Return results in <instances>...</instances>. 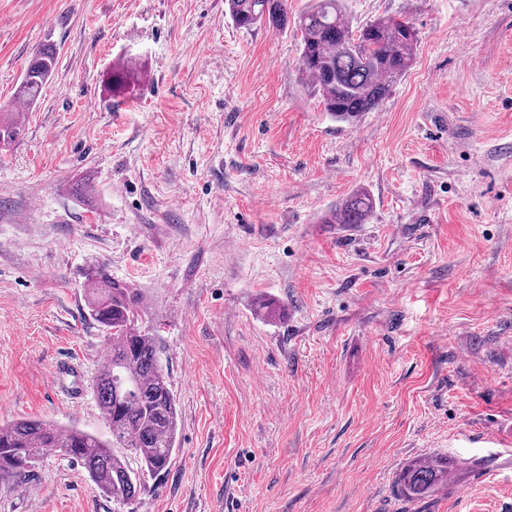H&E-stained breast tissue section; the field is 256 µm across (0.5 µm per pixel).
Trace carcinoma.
<instances>
[{"label": "carcinoma", "mask_w": 512, "mask_h": 512, "mask_svg": "<svg viewBox=\"0 0 512 512\" xmlns=\"http://www.w3.org/2000/svg\"><path fill=\"white\" fill-rule=\"evenodd\" d=\"M287 0H225L240 28L277 24L286 18ZM300 66L304 79L321 98L323 109L338 122L353 123L372 112L391 87L413 65L418 32L413 24L393 16L365 25L350 24L344 0H312L297 18ZM56 66L50 47L35 53L15 97L28 104L38 99ZM22 122L0 115V145L15 141ZM374 208L365 191H357L336 206V223L364 224ZM89 315L112 335V348L100 364L95 396L112 440L75 427L24 419L0 427V481L34 468L49 452L62 453L78 464L103 495L129 503L146 482L164 474L175 451L178 412L161 362L155 337L137 324L140 297L114 281L104 266L88 269ZM256 309L270 321L282 308L261 298ZM449 458L425 457L408 463L398 474L397 497L419 502L448 486Z\"/></svg>", "instance_id": "obj_1"}]
</instances>
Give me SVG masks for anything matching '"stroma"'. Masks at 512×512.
I'll list each match as a JSON object with an SVG mask.
<instances>
[{"label": "stroma", "instance_id": "1", "mask_svg": "<svg viewBox=\"0 0 512 512\" xmlns=\"http://www.w3.org/2000/svg\"><path fill=\"white\" fill-rule=\"evenodd\" d=\"M306 4L244 29L224 0H0V110L57 53L0 148V426L110 438L93 394L50 387L59 358L90 388L105 357L97 264L139 294L179 413L132 504L52 452L0 512H512V0H347L419 34L353 124L300 75ZM358 190L368 222L330 223ZM429 455L447 487L398 498ZM56 66V51L51 47L40 49L31 59L15 97L29 105L36 102L43 85L52 76ZM452 472L448 457H425L408 463L398 474L394 489L397 497L407 502H419L433 496L448 485Z\"/></svg>", "mask_w": 512, "mask_h": 512}]
</instances>
